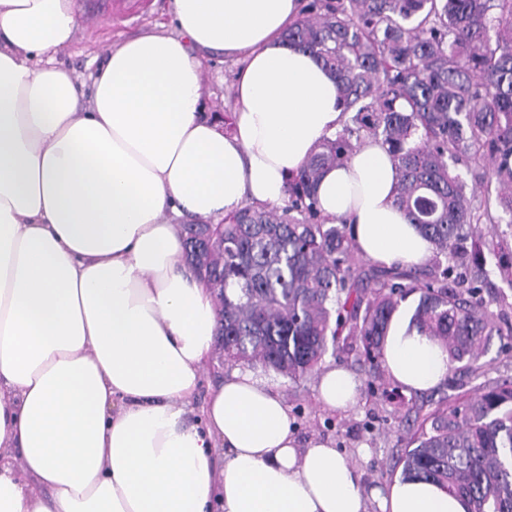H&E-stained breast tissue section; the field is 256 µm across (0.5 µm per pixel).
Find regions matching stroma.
<instances>
[{"label": "stroma", "instance_id": "obj_1", "mask_svg": "<svg viewBox=\"0 0 512 512\" xmlns=\"http://www.w3.org/2000/svg\"><path fill=\"white\" fill-rule=\"evenodd\" d=\"M76 15L81 21L76 42L57 56L59 65L85 78L94 68L95 58L104 47L121 37H134L158 30L172 32L169 0H133L128 15H103L87 9L82 0H73ZM241 66L238 59L212 54L204 60V81L208 97L207 110L220 123H228L234 107L233 83ZM502 333L494 337L488 352L482 357L478 376L458 372L448 382V394L468 392L480 384H492L512 379V307L501 311ZM316 375L300 382L278 377V389L294 418L300 443L328 440L334 443L346 459L358 468L366 487L391 484L401 474L399 458L411 436L399 427L396 416L402 408L398 399H386L393 382L380 375L373 385L363 387L357 403L346 410L331 412L317 402ZM373 449L369 460H362L358 448Z\"/></svg>", "mask_w": 512, "mask_h": 512}]
</instances>
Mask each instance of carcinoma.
<instances>
[{
	"label": "carcinoma",
	"instance_id": "1",
	"mask_svg": "<svg viewBox=\"0 0 512 512\" xmlns=\"http://www.w3.org/2000/svg\"><path fill=\"white\" fill-rule=\"evenodd\" d=\"M285 41L334 76L350 115L290 180L286 205L185 225L186 260L219 302L217 350L295 382L328 342L356 336L374 374L417 292L412 325L448 367L472 369L499 332L491 305L507 299L480 289L495 273L512 291L499 231L512 227V0H311ZM368 137L397 165L396 204L431 247L423 266L367 268L347 225L319 215L321 173ZM405 421L416 447L403 477L439 484L467 512H512V381L445 394L427 412L414 403Z\"/></svg>",
	"mask_w": 512,
	"mask_h": 512
}]
</instances>
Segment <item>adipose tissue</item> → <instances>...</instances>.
I'll return each mask as SVG.
<instances>
[{"label": "adipose tissue", "mask_w": 512, "mask_h": 512, "mask_svg": "<svg viewBox=\"0 0 512 512\" xmlns=\"http://www.w3.org/2000/svg\"><path fill=\"white\" fill-rule=\"evenodd\" d=\"M301 0H170L172 34L108 44L89 82L55 61L72 0H0V512H466L440 485L365 488L328 441L301 446L273 378L235 368L189 406L215 344L213 295L182 260L180 219L284 205L345 121L336 81L282 35ZM238 57L232 130L204 113L202 51ZM368 138L315 189L376 263L425 264ZM388 376L435 388L448 356L393 316ZM361 382L323 366L316 398Z\"/></svg>", "instance_id": "obj_1"}]
</instances>
